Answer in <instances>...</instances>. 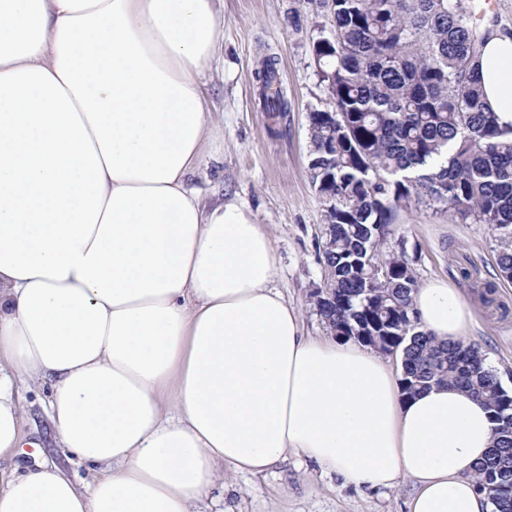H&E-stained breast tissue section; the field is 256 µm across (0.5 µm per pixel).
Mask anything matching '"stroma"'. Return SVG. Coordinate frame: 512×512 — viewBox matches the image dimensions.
<instances>
[{"mask_svg":"<svg viewBox=\"0 0 512 512\" xmlns=\"http://www.w3.org/2000/svg\"><path fill=\"white\" fill-rule=\"evenodd\" d=\"M478 27L512 33V0H464ZM224 16V66L202 80L209 112L203 158L189 175L204 202L221 199L247 205L270 237L278 257L275 284L297 308L305 331L324 327L310 295L321 284L319 246L325 204L309 172V114L335 105L322 82L314 44L329 34L326 17L307 0H217ZM273 54L288 91L286 120L263 112L254 69L259 55ZM396 224L420 282L455 283L472 317L468 339L478 346L512 390V281L496 264L495 241L482 224H465L420 203L400 209ZM50 382L17 383L22 446L0 456V474L23 473L35 462L61 464L80 485L92 479L89 465L62 447L46 403ZM413 483L373 491L346 485L335 474L300 467L287 457L270 471L241 474L215 484L203 512H406Z\"/></svg>","mask_w":512,"mask_h":512,"instance_id":"1","label":"stroma"}]
</instances>
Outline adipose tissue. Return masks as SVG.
Segmentation results:
<instances>
[{"mask_svg":"<svg viewBox=\"0 0 512 512\" xmlns=\"http://www.w3.org/2000/svg\"><path fill=\"white\" fill-rule=\"evenodd\" d=\"M215 0H0V455L20 443L19 378L51 382L79 488L53 462L12 477L0 512H197L219 480L287 455L408 512H491L473 471L486 407L412 396L354 339L304 334L273 285L254 214L187 185L207 125L199 78L224 47ZM512 128V35L478 58ZM419 326L465 342L458 287L413 295Z\"/></svg>","mask_w":512,"mask_h":512,"instance_id":"adipose-tissue-1","label":"adipose tissue"}]
</instances>
